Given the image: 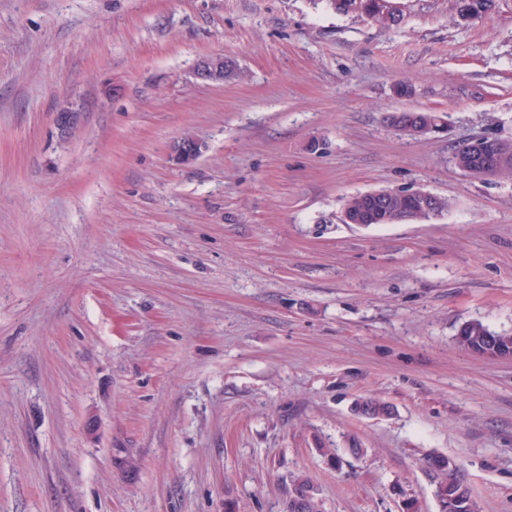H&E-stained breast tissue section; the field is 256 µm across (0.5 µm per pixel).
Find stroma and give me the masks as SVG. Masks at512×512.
<instances>
[{
  "label": "stroma",
  "mask_w": 512,
  "mask_h": 512,
  "mask_svg": "<svg viewBox=\"0 0 512 512\" xmlns=\"http://www.w3.org/2000/svg\"><path fill=\"white\" fill-rule=\"evenodd\" d=\"M396 3L0 0V512H439L434 457L512 512V359L455 340L512 331V175L452 163L512 142V0ZM398 188L448 209L341 222ZM348 2V12L356 13L371 19V15L375 13L382 14H393L397 17L399 15L396 13L394 6L392 5V1L390 0H347ZM393 15L389 18H379L380 24L383 25H394L397 23L395 21ZM236 70L237 63L232 58L224 57V54H211L197 61L194 76L202 82L224 84V80L229 79L227 77L232 76ZM82 115L70 106H61L54 114V125L62 139L79 126ZM396 122L403 129V133L412 137H420L431 132H436L444 126L439 121L437 125H426L422 120L420 112H400L396 115ZM207 145L203 140L191 138L187 141H178L173 148L175 160L184 166L193 165L205 152ZM362 203V194L350 196L344 205L342 213V221L345 224H355L357 226L368 227L373 224H381V222H371V214L366 208L347 210L345 208H357ZM484 330H489V328L482 322L478 320L467 321V325L462 329V332L459 330L457 332L456 340L458 345L472 353L479 352L482 343L480 337L483 336L482 346L485 350H497L500 339V342L507 348L508 352H511L512 332H495L497 335L490 333L488 336H484Z\"/></svg>",
  "instance_id": "stroma-1"
}]
</instances>
